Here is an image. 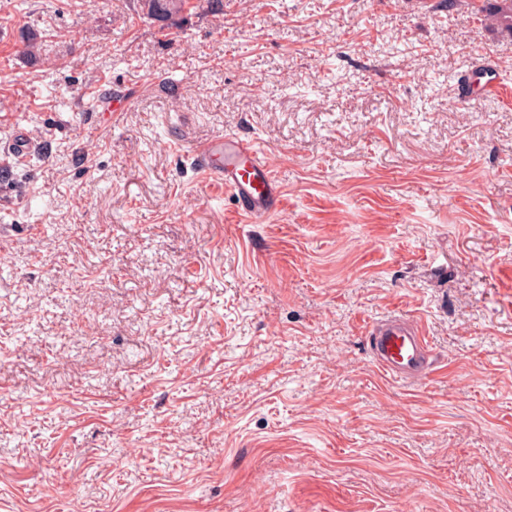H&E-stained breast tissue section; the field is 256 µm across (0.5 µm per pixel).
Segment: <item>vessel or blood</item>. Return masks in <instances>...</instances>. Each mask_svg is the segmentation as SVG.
I'll return each mask as SVG.
<instances>
[{"label":"vessel or blood","mask_w":512,"mask_h":512,"mask_svg":"<svg viewBox=\"0 0 512 512\" xmlns=\"http://www.w3.org/2000/svg\"><path fill=\"white\" fill-rule=\"evenodd\" d=\"M192 156L198 173L223 185L239 213L257 220L281 210V185L255 140L218 136L194 145ZM368 340L373 361L390 378L412 381L431 373L430 345L413 319H384L370 328Z\"/></svg>","instance_id":"vessel-or-blood-1"}]
</instances>
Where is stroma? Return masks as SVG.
Here are the masks:
<instances>
[{
  "label": "stroma",
  "mask_w": 512,
  "mask_h": 512,
  "mask_svg": "<svg viewBox=\"0 0 512 512\" xmlns=\"http://www.w3.org/2000/svg\"><path fill=\"white\" fill-rule=\"evenodd\" d=\"M225 133L263 222L190 157ZM2 165L0 512H512V37L468 0H192L173 41L0 0ZM392 315L427 378L373 363ZM8 149L15 160L24 161L33 154H36L39 149V144L36 143L25 131L21 130L17 133ZM196 170L224 185L239 213L253 220L282 209L283 191L252 138L224 135L193 146ZM368 340L373 361L390 378L412 381L431 373L430 345L413 319H384L370 328Z\"/></svg>",
  "instance_id": "1"
}]
</instances>
